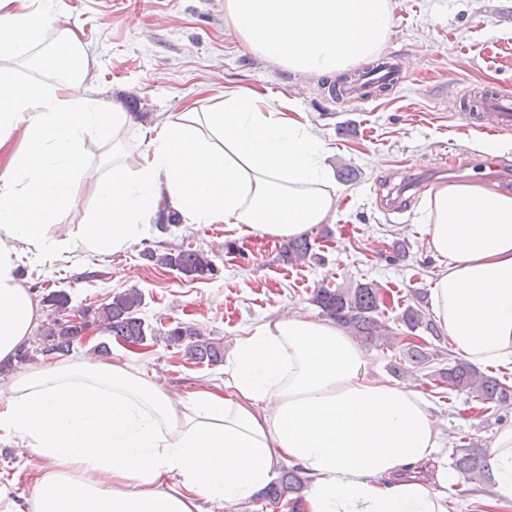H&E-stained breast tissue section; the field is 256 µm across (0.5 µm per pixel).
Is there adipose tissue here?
<instances>
[{
  "label": "adipose tissue",
  "instance_id": "ef3b65f1",
  "mask_svg": "<svg viewBox=\"0 0 512 512\" xmlns=\"http://www.w3.org/2000/svg\"><path fill=\"white\" fill-rule=\"evenodd\" d=\"M0 0V361L43 320L20 261L39 267L73 251L92 260L129 249L149 215L227 224L239 235L290 238L336 220L337 188L312 125L248 88L217 106L163 112L147 127L104 110L68 55L43 52L50 4ZM393 0H225L224 24L251 53L337 76L375 59ZM137 130L136 152L124 147ZM112 171L86 162V138ZM88 179L95 207L80 212ZM74 232L53 235L64 213ZM423 230L445 265L429 293L456 353L512 371V190L474 184L429 193ZM368 356L342 327L283 313L240 337L222 382L163 386L121 360H61L0 389V438L39 461L28 505L0 486V512H209L253 496L283 463L304 468V512H448L454 474L410 476L439 451L438 418L411 385L366 376ZM492 498L512 501V425L488 448Z\"/></svg>",
  "mask_w": 512,
  "mask_h": 512
}]
</instances>
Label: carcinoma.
I'll return each instance as SVG.
<instances>
[{
    "mask_svg": "<svg viewBox=\"0 0 512 512\" xmlns=\"http://www.w3.org/2000/svg\"><path fill=\"white\" fill-rule=\"evenodd\" d=\"M280 257L288 264H294L306 258H314L313 244L307 235L290 239L284 244ZM150 262H156L167 268L176 270L186 277H197L213 271V263L201 250L179 247L162 255L152 252L144 254ZM46 302L61 316L47 324L39 338V352L49 354H68L75 344L83 338V333L94 326L113 336H119L131 343L147 341V327L139 317L143 306L140 291L131 288L112 296L110 302L97 308H88L87 321L82 325H74L67 319L71 310L70 297L63 291H53L46 297ZM313 302L322 315L350 330L356 338L365 344L390 345L398 340L393 329L382 320L383 312L380 288L373 283H358L353 288L317 289ZM424 296L421 292L414 293V304L403 310L398 321L410 334L422 330L435 341L445 339L440 328L423 309ZM155 341L162 340L168 346H176L183 350L187 359L197 363L215 365L222 362L224 354L214 342L204 338L197 329L191 326L177 325L164 336H152ZM429 342L421 339L416 343L401 342L399 361L391 365V372L401 377L429 367L434 361L443 366L433 370V381L448 385V389L465 392L479 404L495 408L512 406V386L501 381L494 374L479 371L466 359L447 356L441 358V351L428 349ZM453 468L464 479L470 481H492L488 456L482 448H464L455 456ZM309 478L303 468L294 465L282 470L279 479L269 484L257 494V498L272 504L282 500L291 504L292 512H299L308 487Z\"/></svg>",
    "mask_w": 512,
    "mask_h": 512,
    "instance_id": "cac0c4a2",
    "label": "carcinoma"
}]
</instances>
